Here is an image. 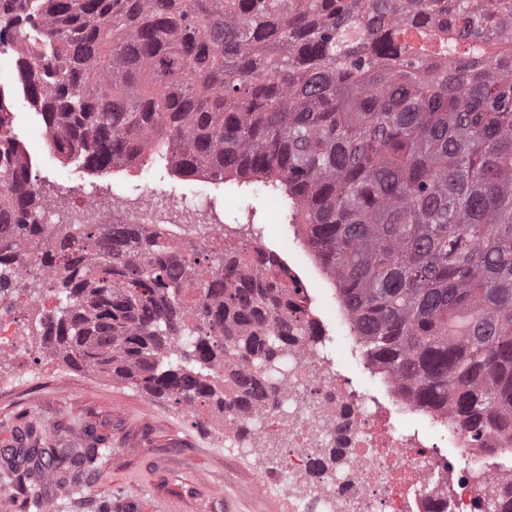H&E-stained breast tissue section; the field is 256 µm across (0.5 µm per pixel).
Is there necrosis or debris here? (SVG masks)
<instances>
[{"mask_svg":"<svg viewBox=\"0 0 512 512\" xmlns=\"http://www.w3.org/2000/svg\"><path fill=\"white\" fill-rule=\"evenodd\" d=\"M40 214L45 224L163 230L182 248L194 239L187 225L211 234L224 230L209 201L165 200L148 187L108 201L94 191L76 209L49 198ZM326 331L321 317L309 313L301 335L288 344L277 393L226 417L232 427H248L242 446L257 460L270 421L282 423L281 477L295 512H496L500 501L512 500V469L502 466L494 438L472 444L457 422L404 397L391 376L374 391L356 389L335 369ZM438 439L457 449L466 467L454 469L435 450Z\"/></svg>","mask_w":512,"mask_h":512,"instance_id":"obj_1","label":"necrosis or debris"}]
</instances>
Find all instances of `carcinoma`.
<instances>
[{"mask_svg": "<svg viewBox=\"0 0 512 512\" xmlns=\"http://www.w3.org/2000/svg\"><path fill=\"white\" fill-rule=\"evenodd\" d=\"M23 99L59 158L283 194L363 349L474 443L512 449V0H0ZM15 92L0 87V127ZM31 155L0 140V259L67 269L40 319L64 362L190 410L275 393L309 295L242 245L129 224L47 236ZM108 448L33 427L4 464L71 481ZM245 256L248 270L245 272L252 278H258L262 270L259 256L266 253V246L261 238H247L245 240Z\"/></svg>", "mask_w": 512, "mask_h": 512, "instance_id": "obj_1", "label": "carcinoma"}]
</instances>
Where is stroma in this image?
<instances>
[{
    "instance_id": "1",
    "label": "stroma",
    "mask_w": 512,
    "mask_h": 512,
    "mask_svg": "<svg viewBox=\"0 0 512 512\" xmlns=\"http://www.w3.org/2000/svg\"><path fill=\"white\" fill-rule=\"evenodd\" d=\"M11 129L35 161L42 195L67 186L74 206L92 182L130 196L145 185L177 195L201 187L166 172L92 177L50 149L41 115L20 98ZM215 207L226 224L260 227L271 250L303 256L279 193L229 182ZM36 323L26 319L13 346L0 351V449L16 446L32 426L52 443L99 441L110 452L65 487L51 477L19 480L0 463V512H293L287 496H271L281 448L267 449L265 463L256 465L225 438L215 406L179 409L95 370L68 366L44 350Z\"/></svg>"
}]
</instances>
